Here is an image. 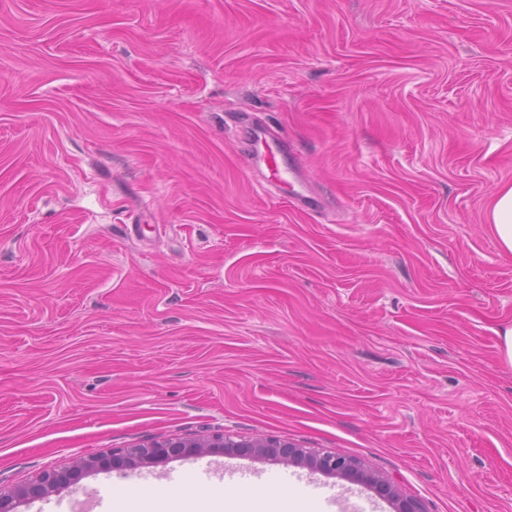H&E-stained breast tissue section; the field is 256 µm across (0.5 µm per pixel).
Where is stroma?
<instances>
[{
    "label": "stroma",
    "instance_id": "stroma-1",
    "mask_svg": "<svg viewBox=\"0 0 512 512\" xmlns=\"http://www.w3.org/2000/svg\"><path fill=\"white\" fill-rule=\"evenodd\" d=\"M326 207L262 195L248 130ZM512 0H0V487L152 440L352 457L424 512H512ZM247 478H240L239 469ZM394 512L254 456L94 472L125 489ZM487 222L502 253L512 256V185L500 189L487 208Z\"/></svg>",
    "mask_w": 512,
    "mask_h": 512
}]
</instances>
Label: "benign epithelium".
<instances>
[{"instance_id":"7a95c632","label":"benign epithelium","mask_w":512,"mask_h":512,"mask_svg":"<svg viewBox=\"0 0 512 512\" xmlns=\"http://www.w3.org/2000/svg\"><path fill=\"white\" fill-rule=\"evenodd\" d=\"M246 451L254 456L286 464L303 465L313 471L336 475L351 483H368L395 501L396 512H422L414 499L401 497L388 480L367 471L359 461L295 445L274 438L235 441L227 435L206 439L163 440L112 451L110 455H79L63 468L42 471L35 479L15 488L0 487V512H16L20 501L33 502L50 493L77 484L87 474L105 468L136 467L154 464L175 455L191 457Z\"/></svg>"}]
</instances>
